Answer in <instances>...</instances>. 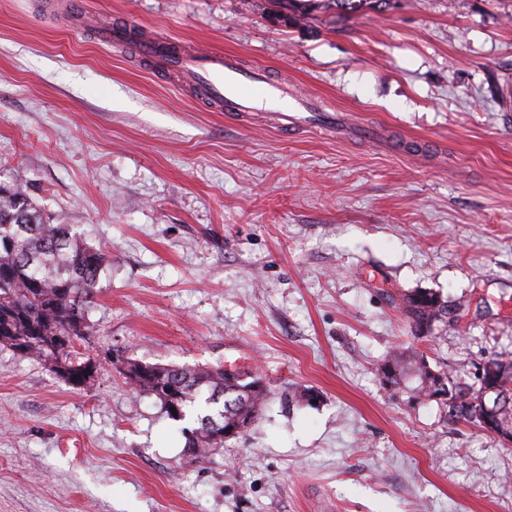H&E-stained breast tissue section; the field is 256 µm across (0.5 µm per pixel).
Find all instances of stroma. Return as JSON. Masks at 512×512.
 <instances>
[{
	"instance_id": "1",
	"label": "stroma",
	"mask_w": 512,
	"mask_h": 512,
	"mask_svg": "<svg viewBox=\"0 0 512 512\" xmlns=\"http://www.w3.org/2000/svg\"><path fill=\"white\" fill-rule=\"evenodd\" d=\"M79 10L235 54L343 123L226 120ZM275 10L0 0V173L111 256L84 388L0 346V512H512V447L379 376L411 347L471 384L512 359V0H392L299 26ZM416 289L448 302L420 343L402 309ZM110 350L237 365L269 398L192 462Z\"/></svg>"
}]
</instances>
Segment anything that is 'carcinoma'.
Instances as JSON below:
<instances>
[{
  "label": "carcinoma",
  "instance_id": "carcinoma-1",
  "mask_svg": "<svg viewBox=\"0 0 512 512\" xmlns=\"http://www.w3.org/2000/svg\"><path fill=\"white\" fill-rule=\"evenodd\" d=\"M389 0H288L291 22L298 23L320 9L341 16L378 11ZM0 345L23 357L43 361L74 389L85 386L96 371V361L86 359L77 343L89 335L88 310L98 294L99 277L110 256L84 243L70 224H52L32 198L22 179L0 180ZM413 334L427 339L434 326L447 324L448 301L416 290L403 299ZM124 374L133 389L157 398L169 419L183 422L197 402L206 411L196 414L186 435L184 455L208 459L224 447L226 437L215 435L212 424L229 430L261 414L265 386L228 377L223 366L188 367L142 364L127 358ZM496 372L503 397L495 405L501 423H512V360L489 363ZM382 383L400 390L416 382L415 396L428 399L440 377L450 383L454 402L448 407L451 423L484 429L485 405L478 389L455 381L448 373H435L424 356L403 359L398 353L380 367ZM176 411H171V408Z\"/></svg>",
  "mask_w": 512,
  "mask_h": 512
}]
</instances>
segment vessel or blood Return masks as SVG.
<instances>
[{
    "label": "vessel or blood",
    "mask_w": 512,
    "mask_h": 512,
    "mask_svg": "<svg viewBox=\"0 0 512 512\" xmlns=\"http://www.w3.org/2000/svg\"><path fill=\"white\" fill-rule=\"evenodd\" d=\"M132 33L129 26L96 28L98 40L116 43L133 40L140 58L162 63L166 71L201 83L211 100L223 104L227 116L235 117L260 107L268 112L274 128L281 129L307 125L308 113L314 112L326 130L336 128L337 117L332 108L297 96L288 82L275 84L259 71L244 70L234 55L199 49L188 52L176 48L163 36L136 40Z\"/></svg>",
    "instance_id": "vessel-or-blood-1"
}]
</instances>
